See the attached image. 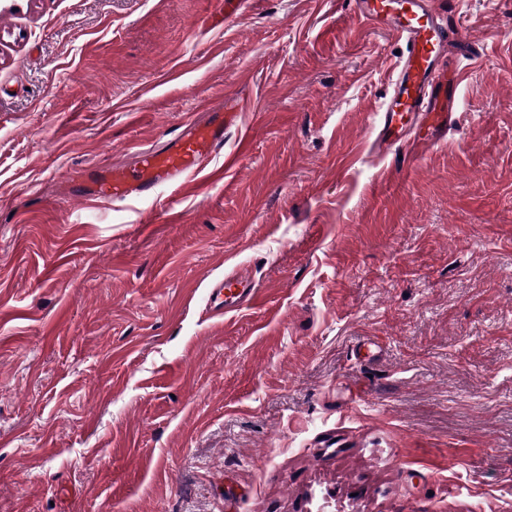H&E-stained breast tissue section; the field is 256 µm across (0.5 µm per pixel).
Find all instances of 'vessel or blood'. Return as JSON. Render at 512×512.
<instances>
[{"label": "vessel or blood", "instance_id": "vessel-or-blood-1", "mask_svg": "<svg viewBox=\"0 0 512 512\" xmlns=\"http://www.w3.org/2000/svg\"><path fill=\"white\" fill-rule=\"evenodd\" d=\"M350 4L357 22L392 33L405 46L371 131L378 155L394 154L409 163L425 148L447 141L465 76L462 63L477 59L478 44L440 10L438 0H350ZM251 107L250 98L226 97L223 106L202 118H188L163 146L139 150L133 165L78 171L69 178L71 191L87 201L121 203L154 196L162 187L184 186L218 156L225 167H232L236 159L224 155V141L238 128L241 112ZM259 295L256 282L238 270L212 280L204 301L215 314L233 315L249 308Z\"/></svg>", "mask_w": 512, "mask_h": 512}]
</instances>
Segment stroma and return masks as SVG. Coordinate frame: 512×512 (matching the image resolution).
<instances>
[{
  "label": "stroma",
  "mask_w": 512,
  "mask_h": 512,
  "mask_svg": "<svg viewBox=\"0 0 512 512\" xmlns=\"http://www.w3.org/2000/svg\"><path fill=\"white\" fill-rule=\"evenodd\" d=\"M445 8L481 57L400 170L348 0H0V512H512V0ZM234 93L219 180L68 193ZM260 295L256 282L245 272L237 270L221 279L212 280L205 289L206 307L217 315L232 317L255 303Z\"/></svg>",
  "instance_id": "35a3bbf8"
}]
</instances>
